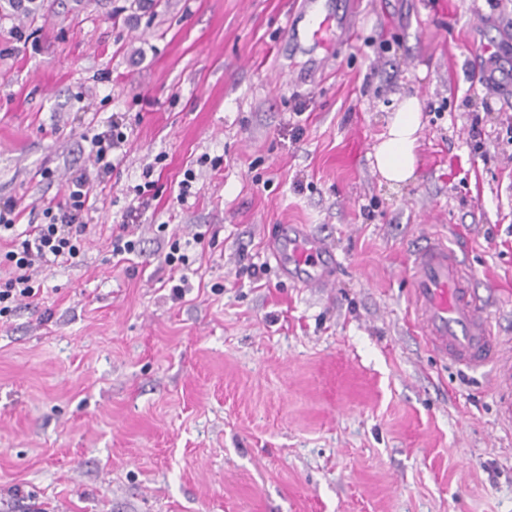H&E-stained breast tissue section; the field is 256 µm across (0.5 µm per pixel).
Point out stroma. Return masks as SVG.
<instances>
[{"label":"stroma","instance_id":"obj_1","mask_svg":"<svg viewBox=\"0 0 512 512\" xmlns=\"http://www.w3.org/2000/svg\"><path fill=\"white\" fill-rule=\"evenodd\" d=\"M292 2L0 0V198L22 223L112 113L129 135L80 256L0 317V512L15 487L44 512H512L497 380L425 345L407 268L448 240L512 355V0H336L353 35L298 46ZM413 95L393 187L374 148ZM148 164L120 262L109 227ZM285 224L334 248L330 285L279 275ZM198 232L174 296L164 257ZM421 107L417 97L403 99L390 120L387 135L375 147L376 168L385 181L399 185L409 181L416 170ZM143 178L145 182L143 185L139 184L136 186V192L138 196V205L128 208V210L121 216V224L112 225L111 234V245H112V256H124L126 254H132L136 251V241L130 239L129 228L137 225L142 211L148 209L152 201H154L156 195L152 193L155 186V181L148 180L152 174V169L146 167L143 170Z\"/></svg>","mask_w":512,"mask_h":512}]
</instances>
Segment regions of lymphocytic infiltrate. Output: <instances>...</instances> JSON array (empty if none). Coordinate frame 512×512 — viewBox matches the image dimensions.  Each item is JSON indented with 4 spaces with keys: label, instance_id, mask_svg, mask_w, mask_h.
Segmentation results:
<instances>
[{
    "label": "lymphocytic infiltrate",
    "instance_id": "1",
    "mask_svg": "<svg viewBox=\"0 0 512 512\" xmlns=\"http://www.w3.org/2000/svg\"><path fill=\"white\" fill-rule=\"evenodd\" d=\"M127 144L124 117L122 113H113L106 130L95 134L91 140V170L80 169L71 176L64 200L46 202L44 223L30 224L23 231H16L20 215L18 204L13 198H0V231L12 234L9 249L4 254L10 271L7 277L0 278V314L11 311L23 301L38 299L41 289L34 284L35 265L52 259L66 262L80 254L88 230V216L99 202L98 189L106 185L123 161ZM143 174L145 182L136 189L137 206L128 208L121 223L112 227L113 255L123 256L136 250L129 229L155 198L151 169H144Z\"/></svg>",
    "mask_w": 512,
    "mask_h": 512
}]
</instances>
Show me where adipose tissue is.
Returning a JSON list of instances; mask_svg holds the SVG:
<instances>
[{
    "mask_svg": "<svg viewBox=\"0 0 512 512\" xmlns=\"http://www.w3.org/2000/svg\"><path fill=\"white\" fill-rule=\"evenodd\" d=\"M420 125L421 107L418 98H404L390 120L386 136L374 151L376 168L385 181L399 185L413 177Z\"/></svg>",
    "mask_w": 512,
    "mask_h": 512,
    "instance_id": "1",
    "label": "adipose tissue"
}]
</instances>
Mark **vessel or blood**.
Wrapping results in <instances>:
<instances>
[{"instance_id": "1", "label": "vessel or blood", "mask_w": 512, "mask_h": 512, "mask_svg": "<svg viewBox=\"0 0 512 512\" xmlns=\"http://www.w3.org/2000/svg\"><path fill=\"white\" fill-rule=\"evenodd\" d=\"M321 0H294L301 15L313 22L312 36L329 26ZM272 255L285 275L306 288L331 276L325 245L299 225L278 235ZM472 275L456 250L445 241L428 238L408 261V292L420 332L428 347L455 364L476 369L494 363L501 383L499 407L504 426L512 428V360L499 355V340L491 330V315L471 288Z\"/></svg>"}]
</instances>
